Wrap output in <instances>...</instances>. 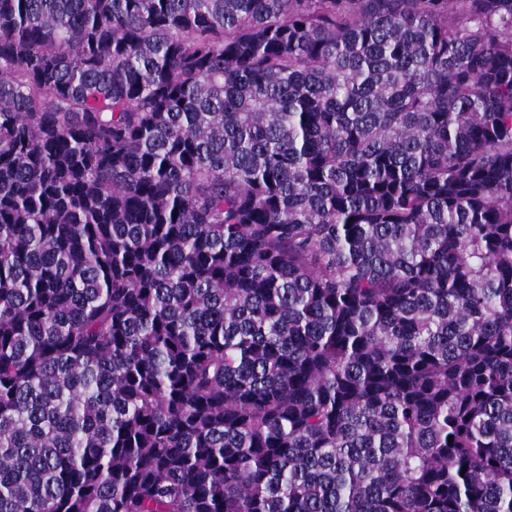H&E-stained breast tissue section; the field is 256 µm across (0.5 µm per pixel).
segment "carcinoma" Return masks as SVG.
Here are the masks:
<instances>
[{
	"mask_svg": "<svg viewBox=\"0 0 512 512\" xmlns=\"http://www.w3.org/2000/svg\"><path fill=\"white\" fill-rule=\"evenodd\" d=\"M0 512H512V0H0Z\"/></svg>",
	"mask_w": 512,
	"mask_h": 512,
	"instance_id": "obj_1",
	"label": "carcinoma"
}]
</instances>
